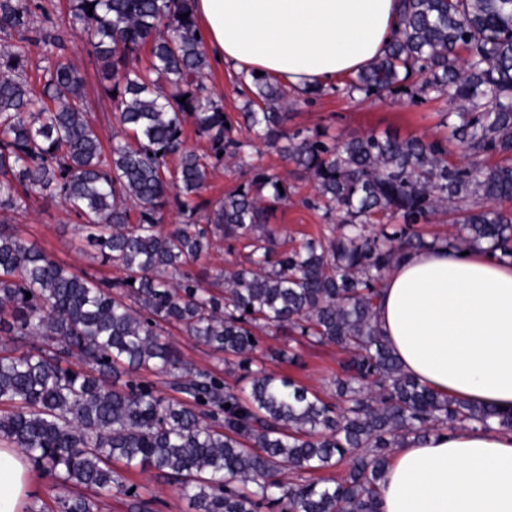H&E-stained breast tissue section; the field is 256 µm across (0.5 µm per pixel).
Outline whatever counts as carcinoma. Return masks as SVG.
Masks as SVG:
<instances>
[{
	"label": "carcinoma",
	"mask_w": 512,
	"mask_h": 512,
	"mask_svg": "<svg viewBox=\"0 0 512 512\" xmlns=\"http://www.w3.org/2000/svg\"><path fill=\"white\" fill-rule=\"evenodd\" d=\"M32 2L0 0V33L26 41ZM68 16L115 107L108 149L71 64L46 57L37 92L24 47L0 48V335L12 340L0 348V440L76 490L60 512H99L100 490L153 512L115 462L174 482L193 512H378L382 473L407 439L467 424L512 431V412L406 374L376 323L378 285L407 251L512 261V212L499 206L512 200V0H402L384 53L344 86L446 100L453 110L429 136L290 132L286 87L250 74L249 131L309 177L301 204L334 222L297 248L267 223L288 201L279 172L251 167L223 198H201L253 139L203 83L193 0H69ZM188 123L206 149L187 145ZM33 192L59 200L121 275L70 270L15 233L9 215ZM171 206L183 222L164 228ZM438 215L458 232L415 230ZM220 241L240 244V260L212 274L199 261ZM171 328L233 357L234 384L185 361ZM269 328L286 345L259 357ZM295 343L341 352L330 397L267 369ZM139 370L169 377L172 394ZM340 463L342 477L319 476Z\"/></svg>",
	"instance_id": "obj_1"
}]
</instances>
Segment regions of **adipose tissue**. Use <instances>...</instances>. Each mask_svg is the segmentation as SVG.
Returning <instances> with one entry per match:
<instances>
[{"instance_id": "1", "label": "adipose tissue", "mask_w": 512, "mask_h": 512, "mask_svg": "<svg viewBox=\"0 0 512 512\" xmlns=\"http://www.w3.org/2000/svg\"><path fill=\"white\" fill-rule=\"evenodd\" d=\"M219 64L303 90L370 65L398 28V0H194ZM378 327L403 370L435 391L512 412V262L413 251L379 285ZM40 491L25 456L0 446V512ZM379 512H512V431L438 430L395 449Z\"/></svg>"}]
</instances>
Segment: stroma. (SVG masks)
Instances as JSON below:
<instances>
[{
  "label": "stroma",
  "mask_w": 512,
  "mask_h": 512,
  "mask_svg": "<svg viewBox=\"0 0 512 512\" xmlns=\"http://www.w3.org/2000/svg\"><path fill=\"white\" fill-rule=\"evenodd\" d=\"M66 56L83 77L91 120L100 128L104 138H111L116 122L114 105L101 91L99 64L92 56L79 31L65 30ZM205 84L215 97L224 104L225 112L239 116L248 99L237 72L230 68L212 65L204 78ZM447 106L442 101L416 100L407 94L385 98L357 96L349 99L334 90L311 100L299 99L288 120L289 129L319 132L327 137L336 135L362 136L373 131H389L402 137L428 135L435 131ZM251 164L277 169L284 174L291 187L285 204L278 207L269 223L282 234L295 241L320 235L324 218L321 212L302 206V198L311 195L313 184L295 166L284 164L280 156L263 143H256L251 151ZM78 221L68 214L56 201L31 195L26 213L17 215L13 222L23 237L35 242L40 248L51 252L56 259L68 266L89 273L113 278L118 271L101 265L99 260L80 250ZM300 358L295 363H269V371L286 375L320 394L326 393L327 384L336 369L339 353L336 347H301ZM130 483L139 487L143 497L156 498L155 512H188V503L176 486L152 472H131Z\"/></svg>",
  "instance_id": "1"
}]
</instances>
